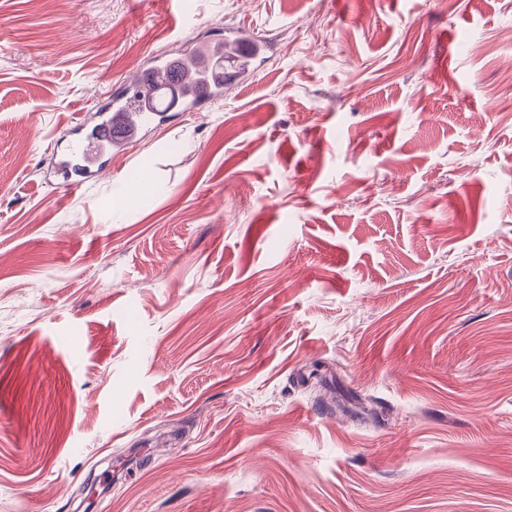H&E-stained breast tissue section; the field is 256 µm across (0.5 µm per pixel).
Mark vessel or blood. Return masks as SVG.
Here are the masks:
<instances>
[{
    "mask_svg": "<svg viewBox=\"0 0 512 512\" xmlns=\"http://www.w3.org/2000/svg\"><path fill=\"white\" fill-rule=\"evenodd\" d=\"M261 49L260 39L241 31L234 40L214 41L203 55L156 56L99 110L93 123L74 125L67 145L52 155L57 186L78 189L99 179L111 169L113 157L128 151L146 127L165 125L169 111L156 105L158 91L171 89L180 111H199L219 98L224 87L248 82Z\"/></svg>",
    "mask_w": 512,
    "mask_h": 512,
    "instance_id": "obj_1",
    "label": "vessel or blood"
}]
</instances>
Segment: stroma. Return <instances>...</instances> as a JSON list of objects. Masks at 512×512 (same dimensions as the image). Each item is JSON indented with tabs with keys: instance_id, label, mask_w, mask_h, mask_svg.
Masks as SVG:
<instances>
[{
	"instance_id": "1",
	"label": "stroma",
	"mask_w": 512,
	"mask_h": 512,
	"mask_svg": "<svg viewBox=\"0 0 512 512\" xmlns=\"http://www.w3.org/2000/svg\"><path fill=\"white\" fill-rule=\"evenodd\" d=\"M169 13L0 0V512L110 473L105 512H512V0ZM242 27L250 83L56 186L137 68Z\"/></svg>"
}]
</instances>
